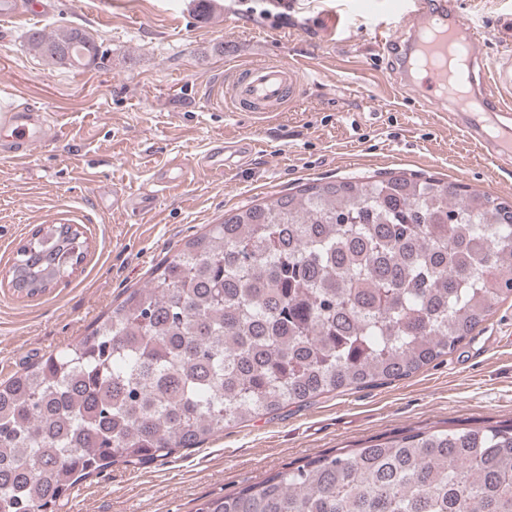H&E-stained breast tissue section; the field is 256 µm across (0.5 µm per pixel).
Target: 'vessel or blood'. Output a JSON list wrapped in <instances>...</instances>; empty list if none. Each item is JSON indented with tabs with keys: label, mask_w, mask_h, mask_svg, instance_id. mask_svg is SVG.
<instances>
[{
	"label": "vessel or blood",
	"mask_w": 512,
	"mask_h": 512,
	"mask_svg": "<svg viewBox=\"0 0 512 512\" xmlns=\"http://www.w3.org/2000/svg\"><path fill=\"white\" fill-rule=\"evenodd\" d=\"M45 0L22 7L20 0H0V20L49 12ZM385 49L400 53L405 34L415 38L414 54L404 65L415 71L428 91L427 100L443 119L462 130L482 156L497 166H512V59L489 68L477 46L480 30L465 21L454 0H387ZM304 80L302 61H279L236 68L232 103L249 107L256 120L278 111L288 90ZM0 127L9 129L17 160H27L35 146L52 137V126L41 111L0 110Z\"/></svg>",
	"instance_id": "b4317fda"
}]
</instances>
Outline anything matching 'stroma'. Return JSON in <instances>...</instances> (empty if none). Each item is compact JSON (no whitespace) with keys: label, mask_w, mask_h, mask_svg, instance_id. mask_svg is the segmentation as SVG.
Masks as SVG:
<instances>
[{"label":"stroma","mask_w":512,"mask_h":512,"mask_svg":"<svg viewBox=\"0 0 512 512\" xmlns=\"http://www.w3.org/2000/svg\"><path fill=\"white\" fill-rule=\"evenodd\" d=\"M55 0L47 15L0 23V102L58 116L59 132L27 162L11 159L0 131V382L89 333L126 289L228 210L312 181L407 172L512 200V168L493 166L421 93L394 92L370 0ZM484 30L488 62L512 55L497 21L512 0H459ZM78 27L98 54L52 64L32 31ZM305 62L304 84L266 122L210 99L236 66ZM246 141L232 170L199 167L214 142ZM170 186L149 222L121 199ZM42 224H74L87 240L70 277L33 298L8 285L19 246ZM512 422V299L459 349L411 376L339 390L225 429L201 447L138 467L116 465L74 486L57 512H196L288 464L407 432Z\"/></svg>","instance_id":"stroma-1"}]
</instances>
